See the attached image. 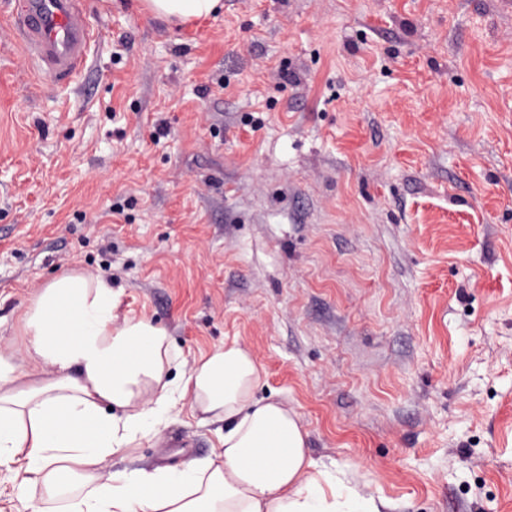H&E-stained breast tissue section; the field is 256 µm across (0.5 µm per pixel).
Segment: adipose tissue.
I'll list each match as a JSON object with an SVG mask.
<instances>
[{
  "label": "adipose tissue",
  "mask_w": 512,
  "mask_h": 512,
  "mask_svg": "<svg viewBox=\"0 0 512 512\" xmlns=\"http://www.w3.org/2000/svg\"><path fill=\"white\" fill-rule=\"evenodd\" d=\"M174 25L218 13L223 0H141ZM104 276L71 273L47 284L22 318L26 352L51 378L18 386L0 375V467L31 512L44 486L55 512H398L349 465L313 458L298 414L259 399L262 368L238 343L182 360L167 331L119 319ZM224 423V449L176 466L113 469L111 456L160 436L182 400Z\"/></svg>",
  "instance_id": "adipose-tissue-1"
}]
</instances>
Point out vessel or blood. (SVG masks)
<instances>
[{
    "label": "vessel or blood",
    "instance_id": "b4317fda",
    "mask_svg": "<svg viewBox=\"0 0 512 512\" xmlns=\"http://www.w3.org/2000/svg\"><path fill=\"white\" fill-rule=\"evenodd\" d=\"M16 15L25 57L55 83L83 70L94 35L82 0H17Z\"/></svg>",
    "mask_w": 512,
    "mask_h": 512
}]
</instances>
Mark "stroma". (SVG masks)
<instances>
[{
    "instance_id": "stroma-1",
    "label": "stroma",
    "mask_w": 512,
    "mask_h": 512,
    "mask_svg": "<svg viewBox=\"0 0 512 512\" xmlns=\"http://www.w3.org/2000/svg\"><path fill=\"white\" fill-rule=\"evenodd\" d=\"M55 85L0 9V368L67 271L186 364L236 341L400 512H512V0H85ZM182 409L115 468L222 451ZM143 8L170 24L187 25L218 13L223 0H140Z\"/></svg>"
}]
</instances>
